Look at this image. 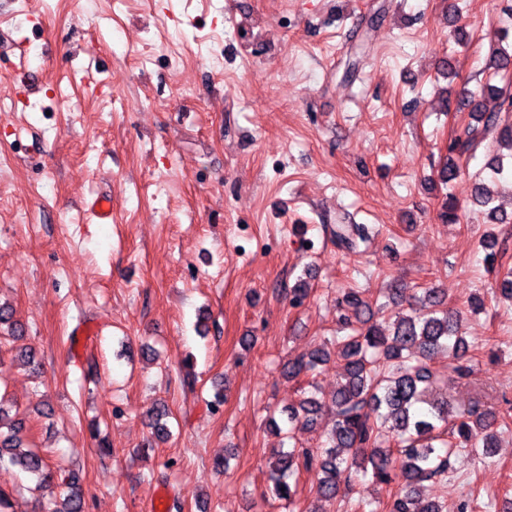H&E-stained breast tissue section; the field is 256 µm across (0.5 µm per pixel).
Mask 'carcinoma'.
I'll return each instance as SVG.
<instances>
[{"label": "carcinoma", "mask_w": 512, "mask_h": 512, "mask_svg": "<svg viewBox=\"0 0 512 512\" xmlns=\"http://www.w3.org/2000/svg\"><path fill=\"white\" fill-rule=\"evenodd\" d=\"M488 69L500 84L488 82L456 102L455 111L471 113L475 123L464 127L448 151L460 157L473 154L484 137L493 133L508 146L512 159V54L496 49ZM487 96L496 100L489 111L484 106ZM485 169L487 175H473L471 202L485 209L490 222L507 223L512 216L497 204L491 185L512 180V165L493 158ZM462 171L463 165L452 160L439 169L438 182L446 186ZM369 237L366 224L337 225L336 245L346 254L360 252ZM446 298L447 292L427 288L409 313L381 322L358 291L348 288L336 298V309H354L355 319L339 316L348 334L337 342L344 382L331 399L334 420L323 448L272 450L266 474L273 496L293 501L301 476L312 472L311 491L319 499L334 500L341 486L352 487L353 476L361 472L388 488L387 512H444L440 501L420 499L423 483H447L450 460L458 450L483 459L494 456L498 448L495 412L477 407L457 410L446 400L426 398L436 381L428 365L431 355L447 354L448 373L459 379L471 372L461 315L448 309ZM327 357L325 349H315L288 362L286 375L291 379L309 376ZM321 409L315 393L303 395L298 406L288 409V431L315 424ZM23 429V420L11 419L0 409V463L34 476L37 488L45 489L52 475L39 452L24 442ZM62 486V494L43 499L44 512H84L78 478L71 476Z\"/></svg>", "instance_id": "1"}]
</instances>
